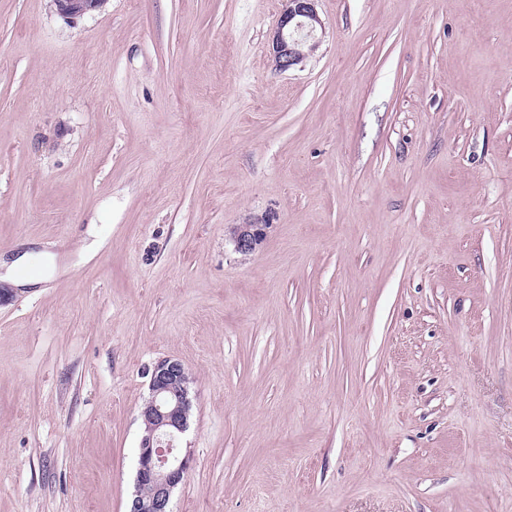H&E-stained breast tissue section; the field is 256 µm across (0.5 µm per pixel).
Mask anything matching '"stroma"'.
Here are the masks:
<instances>
[{"instance_id": "35a3bbf8", "label": "stroma", "mask_w": 512, "mask_h": 512, "mask_svg": "<svg viewBox=\"0 0 512 512\" xmlns=\"http://www.w3.org/2000/svg\"><path fill=\"white\" fill-rule=\"evenodd\" d=\"M284 7L0 0V512H126L165 358L173 512H512V0H316L282 71ZM55 2L59 12L71 18L98 9L104 0H55ZM287 4L277 30L272 37L276 65L287 70L305 57L302 43L314 32L319 18L314 8L315 0H284ZM266 225L245 224L241 226L234 235L235 250L242 254L253 251L265 234Z\"/></svg>"}]
</instances>
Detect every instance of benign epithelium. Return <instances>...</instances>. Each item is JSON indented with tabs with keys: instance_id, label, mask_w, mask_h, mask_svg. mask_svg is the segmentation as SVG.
I'll list each match as a JSON object with an SVG mask.
<instances>
[{
	"instance_id": "1",
	"label": "benign epithelium",
	"mask_w": 512,
	"mask_h": 512,
	"mask_svg": "<svg viewBox=\"0 0 512 512\" xmlns=\"http://www.w3.org/2000/svg\"><path fill=\"white\" fill-rule=\"evenodd\" d=\"M66 17L84 15L98 9L104 0H55ZM277 30L272 37L276 65L287 70L305 57L302 43L314 32L319 18L315 0H285ZM264 224H245L234 235L235 250L253 251L265 234ZM149 396L140 411L143 434L138 448V463L127 505V512H171L174 489L182 483L190 465V454L182 441L190 424L191 378L176 359L157 361L148 369Z\"/></svg>"
}]
</instances>
